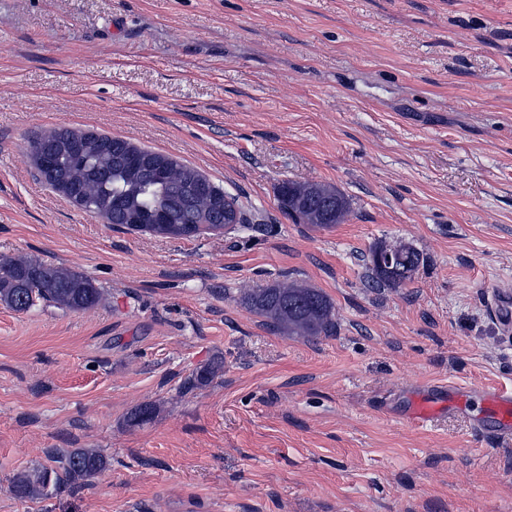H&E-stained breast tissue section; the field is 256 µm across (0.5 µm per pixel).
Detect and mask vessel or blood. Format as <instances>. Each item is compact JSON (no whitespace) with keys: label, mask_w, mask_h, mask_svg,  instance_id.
<instances>
[{"label":"vessel or blood","mask_w":512,"mask_h":512,"mask_svg":"<svg viewBox=\"0 0 512 512\" xmlns=\"http://www.w3.org/2000/svg\"><path fill=\"white\" fill-rule=\"evenodd\" d=\"M447 399L441 400L430 396L414 399L405 417L406 423L419 426L424 424L442 408H466L471 397H479L486 411L495 420L496 428L492 435L496 438L512 436V390L477 388L468 392L455 386H448Z\"/></svg>","instance_id":"vessel-or-blood-1"}]
</instances>
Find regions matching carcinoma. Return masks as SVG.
Listing matches in <instances>:
<instances>
[{"mask_svg": "<svg viewBox=\"0 0 512 512\" xmlns=\"http://www.w3.org/2000/svg\"><path fill=\"white\" fill-rule=\"evenodd\" d=\"M111 136L92 133L82 149L59 155V165L77 195L92 205L117 204L115 223L133 232L164 235L170 232L154 224L159 213L168 214L174 224L193 223L195 234L214 232L224 227V213L216 210L215 199L227 197L239 215L238 222L248 223L235 196L210 183L207 191L196 195L189 208H183L182 194L206 175L180 160L170 164L159 182L148 174L126 168L114 161L112 153L101 150L99 141ZM278 207L295 224L330 228L343 223L350 213V203L337 189L318 182L286 181L278 188ZM396 265L424 266V257L408 244H398ZM369 278L374 286L402 288L412 276L391 275L369 261ZM102 289L83 274L63 266L40 263L23 257L0 258V303L24 312L43 301L72 311L98 306ZM248 309L264 318L265 324L290 336H330L336 330L334 308L319 290L294 281L275 282L244 294ZM47 457L59 469L35 467L14 477L11 488L21 500L41 499L66 485L90 481L109 466V460L95 448L61 450L49 448Z\"/></svg>", "mask_w": 512, "mask_h": 512, "instance_id": "obj_1", "label": "carcinoma"}]
</instances>
